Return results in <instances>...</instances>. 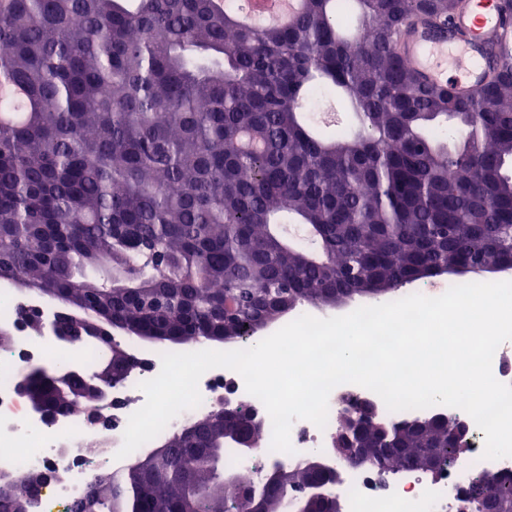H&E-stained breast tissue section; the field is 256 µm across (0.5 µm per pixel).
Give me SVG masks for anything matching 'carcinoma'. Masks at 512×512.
Listing matches in <instances>:
<instances>
[{"mask_svg":"<svg viewBox=\"0 0 512 512\" xmlns=\"http://www.w3.org/2000/svg\"><path fill=\"white\" fill-rule=\"evenodd\" d=\"M462 0H304L287 26L250 25L225 0H0V277L83 308L92 320L153 330L183 346L242 338L286 307L400 295L456 266L512 263V53L481 93L422 83L393 42L411 18L448 21ZM368 31L370 40L360 39ZM339 91L353 123L324 137L305 105ZM452 124L440 140L433 126ZM113 383L137 364L120 343ZM19 379L34 391L45 372ZM71 384L52 413L77 408ZM452 414L418 432L382 412L406 454L451 459ZM248 412H213L87 494L99 512H251L215 479L224 434ZM468 512L512 498L501 474L464 484ZM0 488V512L30 509ZM290 495L266 512H295Z\"/></svg>","mask_w":512,"mask_h":512,"instance_id":"1","label":"carcinoma"}]
</instances>
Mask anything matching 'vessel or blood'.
I'll list each match as a JSON object with an SVG mask.
<instances>
[{"mask_svg":"<svg viewBox=\"0 0 512 512\" xmlns=\"http://www.w3.org/2000/svg\"><path fill=\"white\" fill-rule=\"evenodd\" d=\"M512 51V27L497 10L479 12L465 7L448 25L412 20L397 37V55L427 84L451 86L462 99L470 98L487 71L491 50Z\"/></svg>","mask_w":512,"mask_h":512,"instance_id":"b4317fda","label":"vessel or blood"}]
</instances>
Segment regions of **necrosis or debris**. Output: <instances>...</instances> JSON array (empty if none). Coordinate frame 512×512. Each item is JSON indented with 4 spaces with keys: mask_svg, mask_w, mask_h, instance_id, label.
<instances>
[{
    "mask_svg": "<svg viewBox=\"0 0 512 512\" xmlns=\"http://www.w3.org/2000/svg\"><path fill=\"white\" fill-rule=\"evenodd\" d=\"M57 362L87 366L88 357L77 347L59 346L43 336L22 335L11 350L0 354V474L14 475L31 469L63 471L62 481L49 484L34 512H50L80 497L95 470L112 464L123 444V434L130 416L145 403L141 382L153 379L161 371V353L145 354L144 368L129 374L112 389V425L92 429L81 411L56 416L45 421L27 399L16 390L23 366L31 362ZM201 404L180 413L168 425L177 430L191 419L207 415L218 399L227 396L249 408H261V401L248 394L242 377L227 368H213L199 381ZM326 429H318L306 420L295 421L290 440L294 448L291 460L307 456L313 449L325 447L336 422V405H329ZM472 445L457 457L449 470L432 482L419 479L401 481L379 479L366 469L352 470L348 481L332 488L342 505V512H448L449 491L473 478L479 471L496 470L512 477V457L484 458V434L472 428Z\"/></svg>",
    "mask_w": 512,
    "mask_h": 512,
    "instance_id": "obj_1",
    "label": "necrosis or debris"
}]
</instances>
